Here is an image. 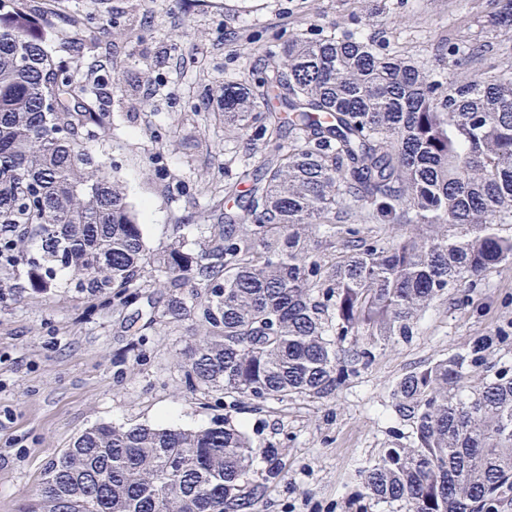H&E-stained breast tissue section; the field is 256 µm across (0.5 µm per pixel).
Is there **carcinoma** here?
<instances>
[{"label": "carcinoma", "mask_w": 512, "mask_h": 512, "mask_svg": "<svg viewBox=\"0 0 512 512\" xmlns=\"http://www.w3.org/2000/svg\"><path fill=\"white\" fill-rule=\"evenodd\" d=\"M492 26L512 30V0ZM30 0H0V296L59 288L114 310L144 288L166 315L202 327L184 386L220 406L238 398H326L464 282L512 262V67L442 78L399 51L297 33L263 50L260 76L224 83V129H255L259 187L224 213L237 183L201 208V252L146 248L106 137L109 112L73 95L76 56L54 57ZM342 241L319 253L316 232ZM506 336L411 371L391 389L407 444L360 471V498L405 512L512 506V366L487 365ZM484 369L461 396L460 380ZM282 473L229 417L200 430L101 423L49 460L24 512H259L250 481Z\"/></svg>", "instance_id": "1"}]
</instances>
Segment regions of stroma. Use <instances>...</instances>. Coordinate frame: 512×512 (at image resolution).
<instances>
[{
  "label": "stroma",
  "instance_id": "35a3bbf8",
  "mask_svg": "<svg viewBox=\"0 0 512 512\" xmlns=\"http://www.w3.org/2000/svg\"><path fill=\"white\" fill-rule=\"evenodd\" d=\"M49 22L45 44L80 58L77 92L94 90L112 133L87 141L111 156L138 212L147 248L205 239L196 214L209 180L241 165L258 171L260 141L227 134L215 98L225 81L264 66L259 45L292 34L400 43L445 73L448 30L464 32L485 64L512 38L492 31L495 0H34ZM168 293H146L119 312L71 292L0 299V512H22L44 469L98 423L198 429L227 414L184 388L180 363L195 321L167 318ZM163 322L133 343L129 323ZM504 336L489 364L512 365V264L466 282L420 317L416 334L380 351L334 395L287 403L242 399L230 413L256 447L275 446L284 470L261 488L260 512H402L359 501V470L409 427L390 407L404 374L461 351L477 336Z\"/></svg>",
  "mask_w": 512,
  "mask_h": 512
}]
</instances>
